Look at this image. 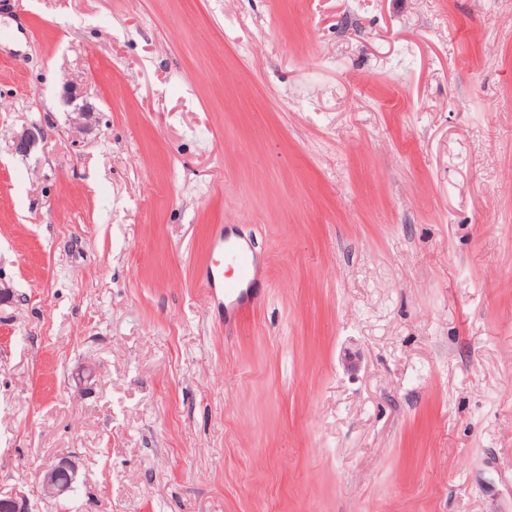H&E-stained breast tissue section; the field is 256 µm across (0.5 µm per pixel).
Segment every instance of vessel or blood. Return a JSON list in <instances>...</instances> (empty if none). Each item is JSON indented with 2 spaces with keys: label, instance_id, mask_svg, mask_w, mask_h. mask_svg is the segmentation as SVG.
<instances>
[{
  "label": "vessel or blood",
  "instance_id": "obj_1",
  "mask_svg": "<svg viewBox=\"0 0 512 512\" xmlns=\"http://www.w3.org/2000/svg\"><path fill=\"white\" fill-rule=\"evenodd\" d=\"M212 250L224 254L226 261L208 267L205 285L222 291L227 315L242 316L254 307L259 296L261 263L229 228L214 234Z\"/></svg>",
  "mask_w": 512,
  "mask_h": 512
}]
</instances>
